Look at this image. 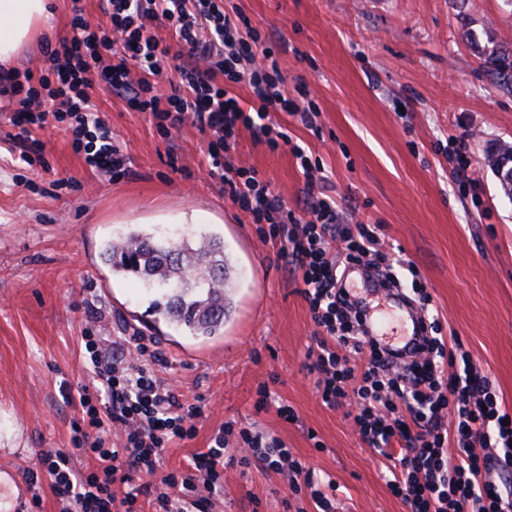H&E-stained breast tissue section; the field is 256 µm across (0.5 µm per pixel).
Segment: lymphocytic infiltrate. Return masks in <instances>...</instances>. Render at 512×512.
<instances>
[{
	"mask_svg": "<svg viewBox=\"0 0 512 512\" xmlns=\"http://www.w3.org/2000/svg\"><path fill=\"white\" fill-rule=\"evenodd\" d=\"M101 11L103 21L90 24L82 0H71V34L44 43L41 70L0 73V96L18 103L12 140L21 147V161H41L44 145L29 128L51 114L70 118L73 147L89 167L128 174V157L91 102L97 82L130 109L150 113L163 133L189 124L209 135L210 176L253 223L268 225V239L302 283L315 325L310 368L318 374L323 403L346 408L362 441L395 460L387 480L391 492L408 512H512V415L471 355L461 345H447L424 286L414 288L424 336L406 361L367 337L365 311L352 300L341 269L350 262L388 265L380 225L343 223L335 200L314 195L306 218H299L255 169L229 161L236 134L245 129L270 150L288 147L307 187L324 181L320 167L270 117L285 107L311 128L318 109L289 105L266 40L219 0H101ZM164 81L171 87L166 96L158 92ZM242 82L249 88L246 105L233 92ZM85 350L97 387L78 393L71 441L100 467L75 470L69 453L58 449L39 454L29 478L35 486L48 480L65 512H138L139 495L149 492L141 476L156 473L168 445L195 436L202 408L158 376L166 358L143 337L120 336L106 345L89 336ZM116 427L122 431L117 441ZM232 434L234 449L228 446ZM254 465L287 474L292 496L309 493L320 512H334L302 460L262 433L228 423L206 452L193 456L191 473L163 477V490L153 493L155 512L212 506L227 469ZM117 483L127 488L120 499L112 492Z\"/></svg>",
	"mask_w": 512,
	"mask_h": 512,
	"instance_id": "obj_1",
	"label": "lymphocytic infiltrate"
}]
</instances>
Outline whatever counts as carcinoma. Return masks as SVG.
<instances>
[{
	"instance_id": "1",
	"label": "carcinoma",
	"mask_w": 512,
	"mask_h": 512,
	"mask_svg": "<svg viewBox=\"0 0 512 512\" xmlns=\"http://www.w3.org/2000/svg\"><path fill=\"white\" fill-rule=\"evenodd\" d=\"M484 68L501 86L512 89V56L495 48ZM491 158L497 171L512 165V146L497 147ZM104 258L112 273L143 280L153 296L152 309L190 335L214 336L224 326L225 294L232 283L224 239L131 225L106 244Z\"/></svg>"
}]
</instances>
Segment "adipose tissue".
I'll return each instance as SVG.
<instances>
[{
    "instance_id": "obj_1",
    "label": "adipose tissue",
    "mask_w": 512,
    "mask_h": 512,
    "mask_svg": "<svg viewBox=\"0 0 512 512\" xmlns=\"http://www.w3.org/2000/svg\"><path fill=\"white\" fill-rule=\"evenodd\" d=\"M49 20L50 0H0V63L18 57Z\"/></svg>"
}]
</instances>
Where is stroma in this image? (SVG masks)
<instances>
[{"mask_svg": "<svg viewBox=\"0 0 512 512\" xmlns=\"http://www.w3.org/2000/svg\"><path fill=\"white\" fill-rule=\"evenodd\" d=\"M266 36L300 102L307 84L316 129L286 111L272 118L305 148L343 214L383 227L431 294L444 336L456 337L512 413V200L488 161L512 143V90L488 75L483 49L512 54V0H224ZM91 99L130 171L119 180L89 168L65 121L32 135L45 166L19 161L11 115L0 112V471L29 489L43 449L69 450L76 469L97 460L71 443L79 407L68 392L91 386L85 333L152 339L167 358L160 376L203 399L197 435L165 448L156 475L189 467L216 429L232 423L279 441L322 480L336 482V512H407L386 483L390 460L362 442L344 410L326 406L307 367L314 325L279 247L262 242L248 213L208 174V139L186 126L162 136L105 85ZM466 144L471 180L456 173ZM235 165L255 168L289 209L307 186L288 149L270 151L241 132ZM58 179L68 187L55 188ZM194 224L224 238L234 271L222 335L195 338L151 311L142 281L113 276L100 253L128 224ZM295 413L259 410L260 386ZM317 512L290 498L286 479L254 466L228 470L213 512Z\"/></svg>", "mask_w": 512, "mask_h": 512, "instance_id": "1", "label": "stroma"}]
</instances>
